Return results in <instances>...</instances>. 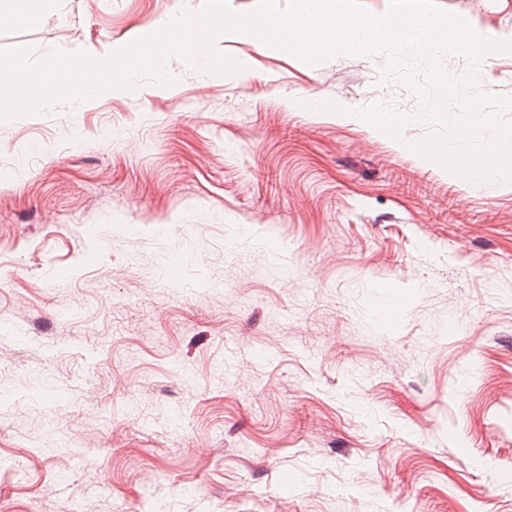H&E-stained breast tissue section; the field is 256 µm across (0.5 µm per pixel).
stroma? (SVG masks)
Listing matches in <instances>:
<instances>
[{
  "label": "stroma",
  "mask_w": 512,
  "mask_h": 512,
  "mask_svg": "<svg viewBox=\"0 0 512 512\" xmlns=\"http://www.w3.org/2000/svg\"><path fill=\"white\" fill-rule=\"evenodd\" d=\"M204 7L54 0L0 49ZM216 47L245 72L0 119V512H512V183L401 148L374 59Z\"/></svg>",
  "instance_id": "stroma-1"
}]
</instances>
